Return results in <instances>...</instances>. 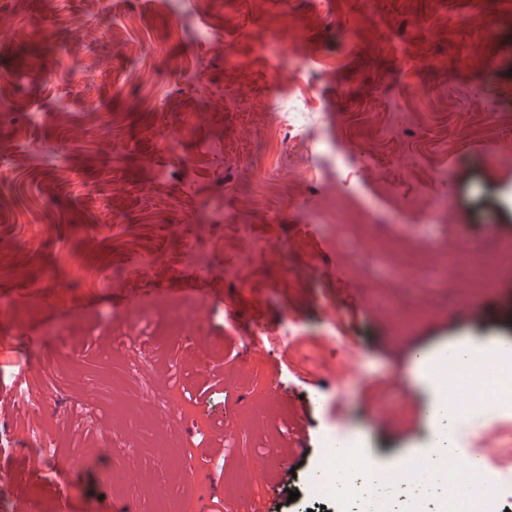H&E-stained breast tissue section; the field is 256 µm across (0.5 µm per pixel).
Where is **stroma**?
Here are the masks:
<instances>
[{"label": "stroma", "mask_w": 512, "mask_h": 512, "mask_svg": "<svg viewBox=\"0 0 512 512\" xmlns=\"http://www.w3.org/2000/svg\"><path fill=\"white\" fill-rule=\"evenodd\" d=\"M86 8L0 0V142L21 151L0 166V434L16 447L0 512H60L58 456L96 461L102 434L124 437L115 422L130 400L148 433L134 440L133 480L119 479L127 450L113 448L112 476L68 475L70 512L126 500L225 512L242 469L270 512H322L306 479L336 439L389 473L432 452L421 410L437 395L407 352L489 342L512 354V274L474 288L432 264L409 288L395 237L445 251L456 229L490 228L486 249L512 247V165L495 162L512 154V0H213L201 17L194 0ZM272 35L316 79L308 163L269 125L299 92L291 77L267 81L274 61L258 43ZM340 138L364 155L344 191L375 215L366 228L321 219L311 187ZM426 183L452 208L441 224L406 223ZM191 233L219 245V270L184 256ZM176 307L196 333L175 332ZM135 308L140 332L120 341ZM286 323L299 337L289 350L252 338ZM344 346L358 356L340 383ZM91 379L111 397L87 400ZM26 387L39 408L10 412ZM385 398L397 405L387 423L374 413ZM181 407L188 422L172 416ZM228 423L237 432L219 439ZM38 431L52 445L35 470ZM285 455L300 491L286 508L267 493Z\"/></svg>", "instance_id": "35a3bbf8"}]
</instances>
